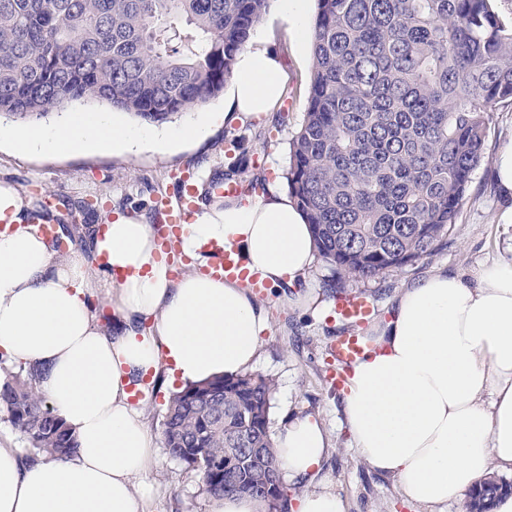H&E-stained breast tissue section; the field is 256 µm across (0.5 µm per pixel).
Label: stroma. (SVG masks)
Instances as JSON below:
<instances>
[{
  "instance_id": "35a3bbf8",
  "label": "stroma",
  "mask_w": 512,
  "mask_h": 512,
  "mask_svg": "<svg viewBox=\"0 0 512 512\" xmlns=\"http://www.w3.org/2000/svg\"><path fill=\"white\" fill-rule=\"evenodd\" d=\"M254 33L279 62L282 89L288 95L280 108L231 112L204 139L169 153L145 149L133 154L47 155L21 153L1 141L0 187L11 189L25 203L46 191L55 194L63 204L57 212L63 220L69 208L88 203L85 221L91 225L107 223L117 212L152 223L156 199L175 197L179 178L187 171L200 182L238 167L245 180L287 193L289 143L304 119L311 43L296 37L278 0H273ZM511 145L512 104L504 102L497 105L488 125L484 159L457 220L431 255L370 280L351 278L319 259L298 291L319 290L330 302L341 292L361 293L375 304L381 320L389 318L396 297L409 283L441 268L469 273L505 256L506 245L512 243V195L499 184L498 159ZM257 303L270 320L254 370L276 381L271 425L302 412L315 417L329 435V452L317 476L305 486L289 487L290 500L304 491L327 489L344 501L346 512H423L404 500L394 477L372 469L354 447L344 416V394L327 375L330 346L346 333V326L289 307L273 291ZM145 478L157 489L148 512H209L201 475L186 470L166 450L158 451Z\"/></svg>"
}]
</instances>
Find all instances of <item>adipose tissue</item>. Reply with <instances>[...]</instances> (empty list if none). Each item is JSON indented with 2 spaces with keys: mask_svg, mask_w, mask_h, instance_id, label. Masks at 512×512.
Instances as JSON below:
<instances>
[{
  "mask_svg": "<svg viewBox=\"0 0 512 512\" xmlns=\"http://www.w3.org/2000/svg\"><path fill=\"white\" fill-rule=\"evenodd\" d=\"M281 91L279 64L261 45L235 62L231 107L267 111ZM211 116L158 130L80 113L58 126H0L19 151L172 150L204 136ZM0 356L39 365L38 390L74 433L70 457L24 460L0 446V512H146L144 475L158 446L131 388L165 369L169 383H203L252 367L269 317L240 280L205 273L215 248L234 252L271 287L304 280L316 260L309 224L273 193L202 209L183 225L193 272L173 277L152 225L116 214L88 252L58 258L15 193L0 187ZM105 291L119 317L100 327L91 298ZM373 350L352 370L344 412L356 449L396 478L406 501L429 508L474 489L491 469L512 473V257L472 279L445 270L406 286ZM285 483L310 479L327 451L311 417L273 433Z\"/></svg>",
  "mask_w": 512,
  "mask_h": 512,
  "instance_id": "adipose-tissue-1",
  "label": "adipose tissue"
}]
</instances>
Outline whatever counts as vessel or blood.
I'll return each mask as SVG.
<instances>
[{
	"instance_id": "1",
	"label": "vessel or blood",
	"mask_w": 512,
	"mask_h": 512,
	"mask_svg": "<svg viewBox=\"0 0 512 512\" xmlns=\"http://www.w3.org/2000/svg\"><path fill=\"white\" fill-rule=\"evenodd\" d=\"M199 201L190 184H182L176 201H156L154 210L158 215V234L169 249L178 250L179 235L182 224L187 223L197 212ZM241 267L232 252L223 250L214 256L209 267L212 276L217 278L234 277ZM336 319L356 325L357 333L338 337L333 349L332 357L338 366L332 381L337 388H346L348 384V370L358 359L365 356L370 349L361 328L370 322L374 313V306L370 300L358 293L348 292L337 296L332 308Z\"/></svg>"
}]
</instances>
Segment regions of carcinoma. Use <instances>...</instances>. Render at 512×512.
<instances>
[{"label": "carcinoma", "mask_w": 512, "mask_h": 512, "mask_svg": "<svg viewBox=\"0 0 512 512\" xmlns=\"http://www.w3.org/2000/svg\"><path fill=\"white\" fill-rule=\"evenodd\" d=\"M273 0H0V114L38 121L106 103L164 123L218 96ZM305 116L288 193L317 255L360 279L434 252L486 149L497 104L512 102V20L494 0H316ZM67 230L82 246L90 225ZM0 412L32 455L72 456L75 435L35 387L36 370L0 358ZM273 378H213L173 395L169 455L205 491L274 499ZM512 484L482 486L475 512Z\"/></svg>", "instance_id": "1"}]
</instances>
